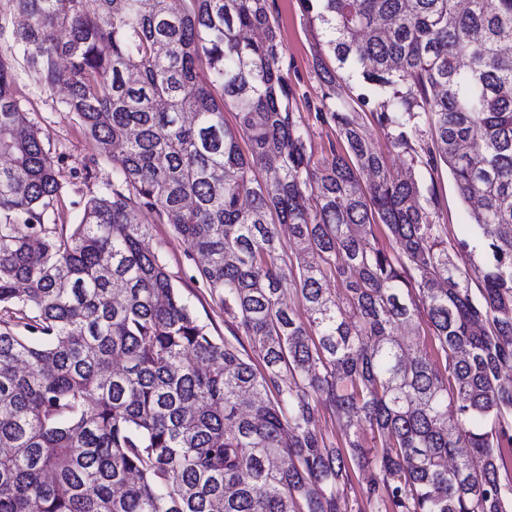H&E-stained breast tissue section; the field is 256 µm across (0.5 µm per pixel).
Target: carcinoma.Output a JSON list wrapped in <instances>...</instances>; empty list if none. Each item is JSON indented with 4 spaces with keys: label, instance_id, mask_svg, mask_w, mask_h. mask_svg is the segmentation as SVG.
I'll return each instance as SVG.
<instances>
[{
    "label": "carcinoma",
    "instance_id": "carcinoma-1",
    "mask_svg": "<svg viewBox=\"0 0 512 512\" xmlns=\"http://www.w3.org/2000/svg\"><path fill=\"white\" fill-rule=\"evenodd\" d=\"M301 2L405 169L331 77L316 118L340 149L314 156L268 0L0 3V512H351V467L372 512H512V0ZM20 59L115 163L71 229L50 223L63 184ZM441 164L473 205L472 272L416 177ZM158 223L204 258L233 340L144 247ZM422 312L441 364L395 335ZM322 404L342 448L314 427ZM365 473L367 472L355 468L354 471L351 472L349 482L340 487L341 494L349 502V506L354 505L355 510H357V505L354 504L355 500H357L360 509H362V511L353 512H370L365 503V499L362 498V488L365 487L366 484V476L363 475Z\"/></svg>",
    "mask_w": 512,
    "mask_h": 512
}]
</instances>
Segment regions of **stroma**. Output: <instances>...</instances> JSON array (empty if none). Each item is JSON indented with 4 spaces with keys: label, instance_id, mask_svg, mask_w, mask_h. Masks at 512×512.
<instances>
[{
    "label": "stroma",
    "instance_id": "obj_1",
    "mask_svg": "<svg viewBox=\"0 0 512 512\" xmlns=\"http://www.w3.org/2000/svg\"><path fill=\"white\" fill-rule=\"evenodd\" d=\"M269 6L271 18L279 27L283 69L295 93L294 110L301 118L315 156L329 155L332 143L337 140L336 129L315 118L325 91L321 70L316 65L325 52L321 31L304 11L301 0H269ZM336 81L341 86L347 111L363 126L375 148L383 154L388 168L403 169L406 153L394 146L390 135L377 125L369 109L359 104L358 82L341 68L336 71ZM15 84L21 106L39 128L45 147L60 158V176L65 190L55 204L56 219L61 224H76L81 217L82 201L98 195L105 183L111 181L113 163L100 160L93 174L85 173L84 166L96 156L97 148L83 134L74 115L63 108L62 100L66 96L63 87L46 86L38 70L24 65L15 72ZM422 180L424 188L433 189L435 193L434 219L445 225L449 243L472 238L471 208L460 197L447 167L424 174ZM145 245L161 256L172 283L211 335L218 339L231 338L232 326L226 322L223 310L209 291L194 280L196 255L174 232L172 225H153Z\"/></svg>",
    "mask_w": 512,
    "mask_h": 512
}]
</instances>
